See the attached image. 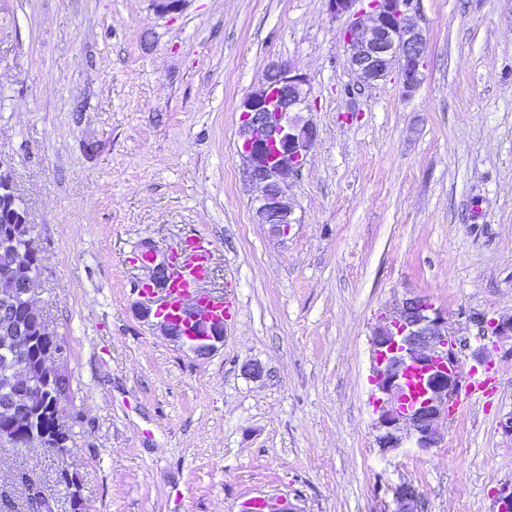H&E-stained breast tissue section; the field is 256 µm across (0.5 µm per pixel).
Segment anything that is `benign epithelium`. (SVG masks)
<instances>
[{
    "label": "benign epithelium",
    "instance_id": "7a95c632",
    "mask_svg": "<svg viewBox=\"0 0 512 512\" xmlns=\"http://www.w3.org/2000/svg\"><path fill=\"white\" fill-rule=\"evenodd\" d=\"M330 15L347 17L349 23L344 38L348 64L364 85H372L385 77L392 66H397L403 85L414 88L420 81V67L428 42L427 32L419 27L414 15L419 11V0H326ZM308 78L291 65H269L260 90L244 97L239 105L240 143L238 153L244 164L248 182L260 189L256 198L255 215L259 223L271 225L274 234L288 235L292 219L289 202V179L299 175L317 141L316 127L304 119L309 111L305 90ZM11 164L0 155V212L12 211L15 202ZM22 224L0 235V258L4 269L17 284L16 293L24 296V303L35 311L36 286L30 278L17 276L26 269L14 246L16 232ZM139 260L152 265L149 281L142 284L144 295L156 303L154 316L160 319L164 333L196 355L205 357L224 342V326L204 325L190 318H170L160 314L164 307L167 284L173 264V255H159L157 250L144 245ZM41 337L56 341L43 351L38 362L30 357L31 335L35 329L18 325L12 329L9 355L4 358L8 369L16 373H30L64 379L66 375L48 365L54 355L63 352L58 337L51 334L44 319L36 318ZM466 330L478 343L475 359L479 365L487 363L489 350H498V339L512 338V317L496 318L487 314L470 317ZM456 332L448 325L441 311L420 297L405 299L388 318L386 325L373 336L374 352L378 355L373 366V385L376 396V442L379 447L395 449L410 442L427 452L438 446L440 428L448 420L451 406L460 392V378L455 370L457 361ZM421 379L418 399L412 401L405 394L408 373ZM39 390L31 389L17 394L3 413L8 421L0 431V442L13 447L44 444L32 435L23 434L25 424L37 406ZM395 497L404 512H411L418 500L416 489L401 485Z\"/></svg>",
    "mask_w": 512,
    "mask_h": 512
}]
</instances>
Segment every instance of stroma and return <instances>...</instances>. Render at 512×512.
<instances>
[{"mask_svg": "<svg viewBox=\"0 0 512 512\" xmlns=\"http://www.w3.org/2000/svg\"><path fill=\"white\" fill-rule=\"evenodd\" d=\"M419 84L359 85L326 0H0V155L40 252L35 302L64 343L66 455L0 446V512L27 485L52 512H496L512 488V356L438 447L376 443L372 337L429 299L456 332L512 315V0H420ZM310 83L318 140L291 180L288 236L258 223L237 104L271 62ZM187 238L236 310L200 357L138 286ZM261 364L262 378L247 365ZM77 490L56 481L59 468Z\"/></svg>", "mask_w": 512, "mask_h": 512, "instance_id": "obj_1", "label": "stroma"}]
</instances>
